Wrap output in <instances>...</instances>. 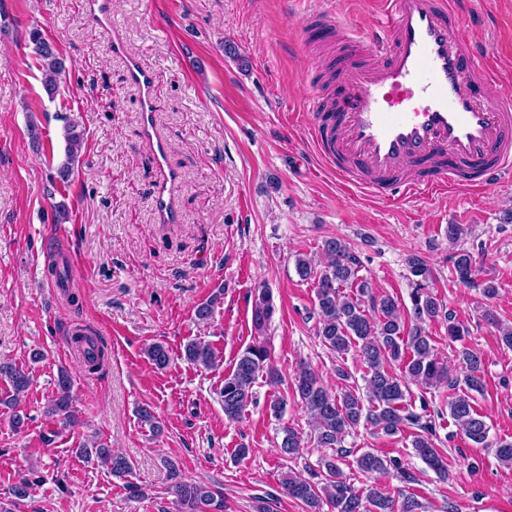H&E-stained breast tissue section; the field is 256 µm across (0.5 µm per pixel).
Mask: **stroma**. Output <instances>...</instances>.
<instances>
[{
  "instance_id": "stroma-1",
  "label": "stroma",
  "mask_w": 512,
  "mask_h": 512,
  "mask_svg": "<svg viewBox=\"0 0 512 512\" xmlns=\"http://www.w3.org/2000/svg\"><path fill=\"white\" fill-rule=\"evenodd\" d=\"M86 0H0V362L29 368L33 383L18 408L0 406V502L21 477L32 492L12 512H170L166 461L183 474L218 485L224 512H306L284 496L285 474L319 468L326 449L311 439L309 416L292 378L308 364L332 389L364 387L357 350L337 356L316 334L315 291L296 271L295 257L319 258L323 241L343 239L359 256L360 275L374 296L408 302L407 260L425 258L430 287L466 327L453 342L448 323L427 330L442 360L459 369L461 347L477 350L484 387L474 407L489 426L488 445L472 443L448 414L447 386H411L410 400L437 413V445L448 475L439 477L413 453L409 433L376 436L358 428L344 448L399 459L410 481L365 474L354 457L344 472L356 488L379 484L413 494L423 512H512V467L491 445L512 440V348L487 325L484 309L512 324V173L479 194L459 191L392 206L337 180L311 155L297 114L307 112L312 85H325L334 67L315 41L303 38L307 17L330 13L355 31L376 20L375 0H106L101 24ZM471 37L512 80V0H467ZM53 41L67 59L60 92L48 97L30 42L32 30ZM125 46L112 51L113 40ZM153 72L155 138L143 132L141 94L127 59ZM79 121L84 148L69 185L50 181L64 160L65 118ZM38 133H31V125ZM168 145L165 167L156 143ZM177 176L175 219L162 224L155 209L163 170ZM69 220L58 234L54 215ZM463 234L450 242L449 225ZM473 257V284L459 282L454 256ZM77 255L79 270L63 281L48 276L57 258ZM498 293L485 298L481 284ZM272 293L275 312L264 333L252 325L257 289ZM221 301L199 318L213 293ZM107 345L108 360L94 374L66 346L74 327ZM210 345L220 364L204 369L184 358L187 343ZM264 342L282 381L257 380L254 402L240 421L225 418L217 395L238 353ZM160 342L172 359L156 369L143 353ZM45 357L31 362L33 349ZM72 377L79 425L58 429L46 417L60 370ZM284 399L271 417V397ZM150 405L161 434L141 424ZM305 440L301 457L281 456L283 427ZM95 436L132 463L134 483L148 495L131 498L124 483L97 461L79 459L80 441ZM248 448L238 457V448Z\"/></svg>"
}]
</instances>
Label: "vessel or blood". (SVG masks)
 Returning <instances> with one entry per match:
<instances>
[{
  "label": "vessel or blood",
  "mask_w": 512,
  "mask_h": 512,
  "mask_svg": "<svg viewBox=\"0 0 512 512\" xmlns=\"http://www.w3.org/2000/svg\"><path fill=\"white\" fill-rule=\"evenodd\" d=\"M465 0H379L376 26L305 22L338 41L330 95L313 92L308 136L337 177L384 199L494 184L512 169V85L485 94L493 69L466 30Z\"/></svg>",
  "instance_id": "vessel-or-blood-1"
}]
</instances>
